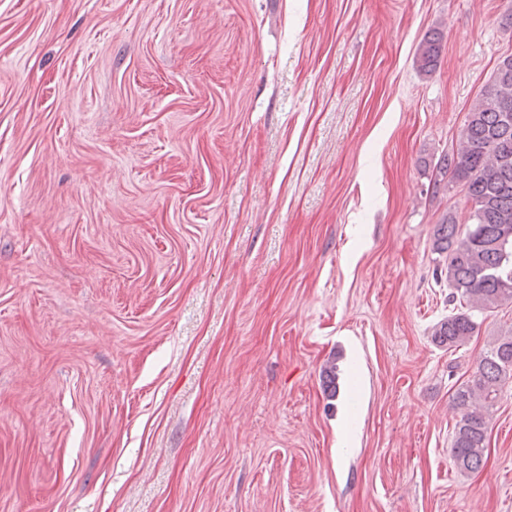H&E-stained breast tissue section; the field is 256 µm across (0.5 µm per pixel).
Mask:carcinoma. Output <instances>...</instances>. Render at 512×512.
Wrapping results in <instances>:
<instances>
[{
	"label": "carcinoma",
	"instance_id": "1",
	"mask_svg": "<svg viewBox=\"0 0 512 512\" xmlns=\"http://www.w3.org/2000/svg\"><path fill=\"white\" fill-rule=\"evenodd\" d=\"M442 45L437 33L419 45L420 69L434 72ZM460 187L471 203L467 227L448 216L436 230L433 249L446 255L448 283L466 311L435 331L454 351L478 331L475 313L512 303V54L503 57L472 105L456 149L439 161L435 191ZM512 379V335L497 338L476 371L452 396L459 412L451 457L467 475L484 465L487 433L504 384Z\"/></svg>",
	"mask_w": 512,
	"mask_h": 512
}]
</instances>
